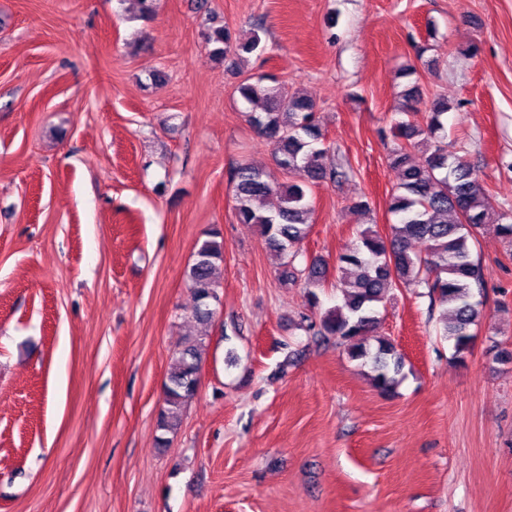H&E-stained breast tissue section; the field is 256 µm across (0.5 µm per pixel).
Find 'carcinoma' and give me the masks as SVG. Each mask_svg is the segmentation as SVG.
Instances as JSON below:
<instances>
[{
  "label": "carcinoma",
  "mask_w": 512,
  "mask_h": 512,
  "mask_svg": "<svg viewBox=\"0 0 512 512\" xmlns=\"http://www.w3.org/2000/svg\"><path fill=\"white\" fill-rule=\"evenodd\" d=\"M257 27L250 40L233 39L227 27L205 34L214 58L224 61L257 51L261 44ZM241 97L252 103L263 100L260 112L248 113V122L272 146V159L281 170L300 169L307 180L279 183L265 168L245 161L232 173L235 217L240 224L260 230L266 247L281 260L283 282L304 280L308 305L317 304L316 288L328 281V264L314 259L299 270L294 262L296 245L308 235L313 207L308 197L311 185L348 176L349 169L329 163L330 148L314 112L311 99L278 84L265 85L263 79L239 86ZM405 119L394 128L397 143L388 152L389 165L400 171V183L390 194L388 211L397 217L387 236L373 227L359 233V243L336 259L338 287L342 303L328 310L320 322H309L306 330L315 337L336 340L349 357L370 370L372 384L380 392H393L404 377V355L389 338H379L376 346L366 344L377 324V304L386 289L398 284L424 285L432 302L446 306L443 336L454 343L457 358L464 359L471 347L470 327L482 318L481 303L472 302L474 290L483 288L482 269L473 258L471 240L488 224L512 243V214L497 212L489 204L478 170L468 160L448 152L443 143V115L448 103L435 101L424 117L415 105V87L403 91ZM422 150L419 161L412 151ZM279 198L268 209L265 201ZM424 250L413 248L415 243ZM224 262V239L218 228L207 233L187 271L194 300V316L202 324L213 318L212 303L218 301L217 273ZM203 338L184 339L174 355L173 367L164 389V405L157 419L158 445L168 446L176 433L182 411L199 388L200 348Z\"/></svg>",
  "instance_id": "carcinoma-1"
}]
</instances>
